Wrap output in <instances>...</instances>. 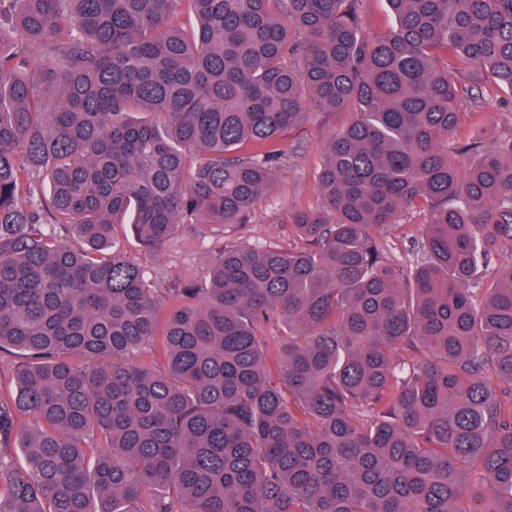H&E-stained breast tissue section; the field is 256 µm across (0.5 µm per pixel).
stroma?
<instances>
[{"mask_svg":"<svg viewBox=\"0 0 512 512\" xmlns=\"http://www.w3.org/2000/svg\"><path fill=\"white\" fill-rule=\"evenodd\" d=\"M352 118L349 112L314 110L301 126L285 133L283 143L287 154L283 167L270 195L256 204L247 224H189L164 248L150 255L144 254L136 240L126 235L122 244L127 254L144 265L156 287L163 290L188 282L204 284L210 257L225 243L246 241L263 246H295L287 217L290 212L320 206L315 173L329 137Z\"/></svg>","mask_w":512,"mask_h":512,"instance_id":"1","label":"stroma"}]
</instances>
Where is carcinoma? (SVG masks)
I'll return each mask as SVG.
<instances>
[{"mask_svg":"<svg viewBox=\"0 0 512 512\" xmlns=\"http://www.w3.org/2000/svg\"><path fill=\"white\" fill-rule=\"evenodd\" d=\"M180 2L0 0V512H512V131L453 138L512 0ZM311 107L355 118L301 246L224 245L159 327L118 228L245 223ZM421 222H423V217L411 218L407 222L410 224H395L384 230V235L393 258L400 262H409L414 259L410 252V236L420 230L419 224L416 223Z\"/></svg>","mask_w":512,"mask_h":512,"instance_id":"cac0c4a2","label":"carcinoma"}]
</instances>
